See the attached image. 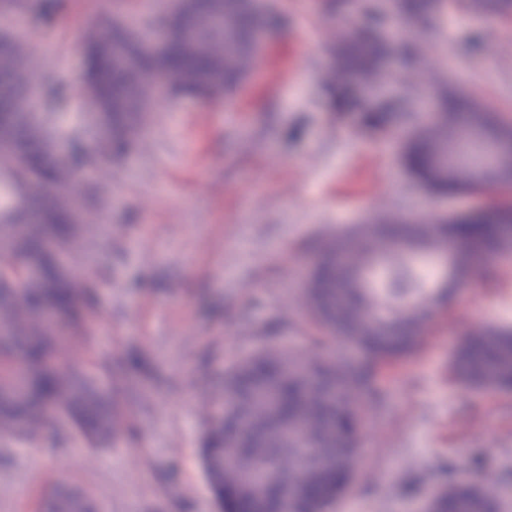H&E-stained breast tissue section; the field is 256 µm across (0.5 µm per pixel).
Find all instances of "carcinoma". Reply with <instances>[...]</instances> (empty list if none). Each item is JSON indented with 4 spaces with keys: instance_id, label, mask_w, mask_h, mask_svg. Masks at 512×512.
<instances>
[{
    "instance_id": "obj_1",
    "label": "carcinoma",
    "mask_w": 512,
    "mask_h": 512,
    "mask_svg": "<svg viewBox=\"0 0 512 512\" xmlns=\"http://www.w3.org/2000/svg\"><path fill=\"white\" fill-rule=\"evenodd\" d=\"M349 19L369 23L355 28L333 56L336 76L326 83L339 110L356 113L360 124L376 131L389 127L400 103L386 97L358 96L356 82L383 69L390 42L379 28L395 16L418 22L442 15L462 0H396L390 11L374 0H344ZM480 13L506 14L512 0H470ZM56 0H8L6 13L31 24L47 22ZM279 10L272 0L263 16L252 0H192L167 13L161 24L170 32L162 64L177 96L199 90L231 97L245 85L244 61L255 50L254 30ZM115 40L86 36L81 80L98 110L112 126L89 155L84 132L68 133L73 144L71 168L112 160L129 146L128 127L143 111L133 69L112 60V46L122 48L149 69L155 59L141 49L139 32L122 20L113 23ZM64 87L43 71L33 78L14 32L0 29V435L21 433L35 439L51 410L65 414L91 444L112 436V410L94 381L69 377L58 364L62 343L86 333L94 319V282L75 281L64 272L60 254L78 238L79 214L89 210L98 185L77 191L55 153L61 134L56 125ZM414 118L441 112L444 125L436 135L400 139L405 169L418 185L445 195L482 186L484 166L473 109L450 91L416 87ZM494 201L466 220L393 218L359 224L336 237L319 254L308 273L302 303L324 338L354 348L359 358L341 351L336 357L303 355L273 340L224 372V396L204 433L202 464L212 494L224 506L226 485L260 501L276 486L283 465L296 477V492L287 512H329L348 488L360 462L353 435L361 407L380 399L378 381L384 368L413 354L421 344L420 327L454 293L475 248L500 255L512 247L500 237L501 210ZM453 239H466L445 270L431 278L420 274L416 256ZM40 267L29 277L31 265ZM457 379L471 389H512V329L488 323L472 332L454 359ZM21 388V398L10 395ZM506 487L496 478L477 484H450L430 502L431 512H500ZM46 512H95L90 499L66 486L52 490Z\"/></svg>"
}]
</instances>
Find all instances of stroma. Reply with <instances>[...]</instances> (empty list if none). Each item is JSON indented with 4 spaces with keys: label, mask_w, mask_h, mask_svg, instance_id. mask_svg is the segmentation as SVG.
Segmentation results:
<instances>
[{
    "label": "stroma",
    "mask_w": 512,
    "mask_h": 512,
    "mask_svg": "<svg viewBox=\"0 0 512 512\" xmlns=\"http://www.w3.org/2000/svg\"><path fill=\"white\" fill-rule=\"evenodd\" d=\"M169 0H57L49 24L25 32L36 70L68 90L57 124L86 128L80 43L118 15L151 23ZM284 31L260 69L230 98L161 96L143 113L129 151L80 171L103 190L86 213L67 265L97 281L87 338L71 342L64 370L92 378L112 402L111 438L92 445L62 419L39 439L0 438V512H42L65 482L97 512H220L201 460L205 423L219 407L224 371L267 339L312 351L316 329L299 305L319 251L354 224L441 209L466 210L512 195L493 180L446 200L408 176L399 136L329 110L325 76L349 24L336 0H281ZM420 51L417 68L392 58L393 98L448 87L512 129V13L445 14L440 30L393 20ZM482 43L465 53L474 34ZM512 327V252L476 262L420 350L385 371L384 402L364 405L361 465L334 512H423L451 483L493 475L512 486V392L465 388L453 369L464 337L488 321Z\"/></svg>",
    "instance_id": "obj_1"
}]
</instances>
